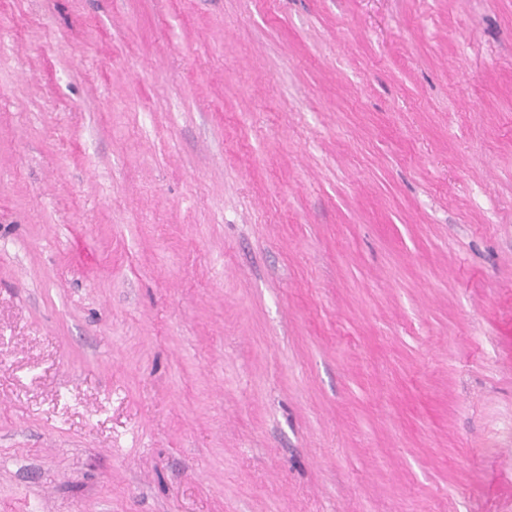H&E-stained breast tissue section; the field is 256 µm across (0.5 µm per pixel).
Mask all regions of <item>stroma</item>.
<instances>
[{
    "label": "stroma",
    "mask_w": 512,
    "mask_h": 512,
    "mask_svg": "<svg viewBox=\"0 0 512 512\" xmlns=\"http://www.w3.org/2000/svg\"><path fill=\"white\" fill-rule=\"evenodd\" d=\"M0 512H512V0H0Z\"/></svg>",
    "instance_id": "35a3bbf8"
}]
</instances>
